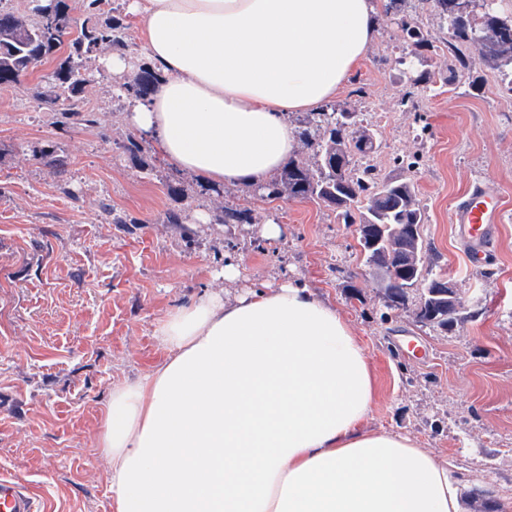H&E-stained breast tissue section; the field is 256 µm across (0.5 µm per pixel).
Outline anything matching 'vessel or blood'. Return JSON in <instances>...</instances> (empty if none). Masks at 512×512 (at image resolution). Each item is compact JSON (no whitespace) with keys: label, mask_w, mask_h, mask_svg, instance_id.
Returning a JSON list of instances; mask_svg holds the SVG:
<instances>
[{"label":"vessel or blood","mask_w":512,"mask_h":512,"mask_svg":"<svg viewBox=\"0 0 512 512\" xmlns=\"http://www.w3.org/2000/svg\"><path fill=\"white\" fill-rule=\"evenodd\" d=\"M504 220L499 194L483 186L467 190L452 213L456 238L467 244L468 265L479 263L487 242ZM0 512H44L41 499L13 475L0 474Z\"/></svg>","instance_id":"obj_1"}]
</instances>
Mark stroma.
Listing matches in <instances>:
<instances>
[{
	"label": "stroma",
	"mask_w": 512,
	"mask_h": 512,
	"mask_svg": "<svg viewBox=\"0 0 512 512\" xmlns=\"http://www.w3.org/2000/svg\"><path fill=\"white\" fill-rule=\"evenodd\" d=\"M401 8L436 46L412 72L447 70L454 49L427 0ZM376 23L334 104L377 129L382 172L416 186L425 268L451 280L464 305L481 301L477 318L445 332L384 307L355 226L323 203L241 184L206 190L196 174L161 162L150 139L127 152L135 132L111 77L97 75L85 91L89 125L39 100L52 61L0 88V473L35 491L45 512H112L95 446L103 408L112 388L164 359L155 329L175 305L289 279L336 307L364 343L377 381L369 428L410 436L447 461L463 512H474L480 491L493 512H512V93L477 63L452 85L413 84L395 62L403 33L389 14ZM407 92L417 109L401 105ZM172 182L199 194L197 209L169 191ZM476 182L499 193L506 213L482 266L470 267L450 212ZM232 203L250 209L251 223H217ZM169 210L184 211V223H163ZM200 211L210 223L196 222ZM270 221L287 235L262 238ZM229 262L233 281L220 276Z\"/></svg>",
	"instance_id": "1"
}]
</instances>
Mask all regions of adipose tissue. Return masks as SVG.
<instances>
[{
    "mask_svg": "<svg viewBox=\"0 0 512 512\" xmlns=\"http://www.w3.org/2000/svg\"><path fill=\"white\" fill-rule=\"evenodd\" d=\"M379 0H130L159 71L127 112L172 167L258 186L364 62ZM166 358L114 387L97 446L113 512H460L446 462L367 430L377 393L362 341L305 285L185 302Z\"/></svg>",
    "mask_w": 512,
    "mask_h": 512,
    "instance_id": "obj_1",
    "label": "adipose tissue"
}]
</instances>
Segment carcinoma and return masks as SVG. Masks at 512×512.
Here are the masks:
<instances>
[{
	"label": "carcinoma",
	"instance_id": "carcinoma-1",
	"mask_svg": "<svg viewBox=\"0 0 512 512\" xmlns=\"http://www.w3.org/2000/svg\"><path fill=\"white\" fill-rule=\"evenodd\" d=\"M15 0H0V87H11L38 63L53 58L57 65L48 76L43 102L72 116L86 111L83 94L94 78L89 65L91 53L107 45L123 54L130 51L129 26L119 8L103 6L109 0H86L85 19L77 23L69 0H24V10ZM403 0H387L385 12L403 31L405 52L418 55L433 47L413 18L401 11ZM431 12L439 26L454 42L475 49L481 64L498 72L512 92V14L498 10L496 0H431ZM449 74L425 72L414 83L453 82L457 69H467L470 57H455ZM134 75L127 78L128 91L139 99L146 97L157 82L151 65L134 63ZM298 138L313 147L314 161L291 157L269 181L259 186L267 197L319 201L336 214L341 224L377 226L376 246L359 243L364 264L399 263L402 251L409 248L418 272L412 284L419 292L412 309L415 323L422 328L446 330L457 322L473 318L478 312L458 311L449 316L444 308L448 298L440 288L443 278L424 271L422 254L426 243L422 233L412 235L406 225L422 226L425 213L416 199L413 183L391 180L377 167L360 169L353 164L356 155L370 157L381 145L376 130L360 125L358 113L345 109L322 110L315 121L305 119L295 130ZM220 224H250V210L240 204L227 205L218 215Z\"/></svg>",
	"mask_w": 512,
	"mask_h": 512
}]
</instances>
